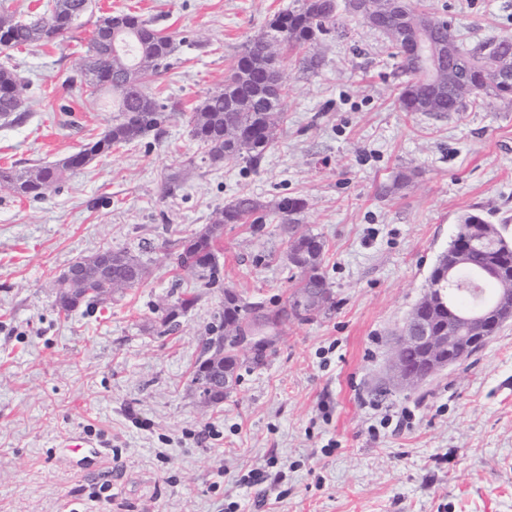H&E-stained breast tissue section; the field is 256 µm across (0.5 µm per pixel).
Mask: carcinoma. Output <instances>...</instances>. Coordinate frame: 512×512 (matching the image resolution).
Here are the masks:
<instances>
[{"label": "carcinoma", "mask_w": 512, "mask_h": 512, "mask_svg": "<svg viewBox=\"0 0 512 512\" xmlns=\"http://www.w3.org/2000/svg\"><path fill=\"white\" fill-rule=\"evenodd\" d=\"M375 14L379 17L374 29L380 32L389 43L392 55L400 59L401 67L409 74L396 96L399 108L404 112L420 111V102L429 100L430 112H462L468 106L488 100L512 101V83L493 81L489 61L496 57L512 56V38L505 37L476 47L463 48L454 34L453 20L439 16L423 6H413L404 15L385 14L386 0H371ZM65 0H52L44 4V13L29 21L16 20L13 15L0 12V30H4V47L14 48L38 43H47L64 37L73 23L63 22ZM338 0H297V5L280 12L268 25V30L247 43L238 54L224 86L209 92L195 108L189 121L190 135L205 150L207 160L223 158L227 163L244 162L251 168L260 166L266 152L275 143L277 122L284 118V104L274 109L268 108L260 95L269 81L268 72L253 67L254 58L265 53L269 58L281 63L286 51L301 54L300 64L315 73L321 60L314 53L323 36L336 29ZM127 27L135 32L155 35V46L145 53L144 62H139L140 47L129 45L125 59L140 63V68L132 71L133 87L124 90L106 87L99 75L117 66L111 53V43L106 31L111 28L112 16H106L95 25L88 43V51L83 68L80 69V82L89 96L104 95L105 103L116 115L112 126L106 129L99 139L85 144L78 152L68 156V164L52 162L39 164L26 170L14 167H0V188L12 193L38 200L69 172H74L91 162L95 157L108 153L114 146H123L164 131L171 113L165 111L155 97L145 89L148 80L159 73V69L170 65V60L178 51L179 42L175 36L155 28L150 21L137 14H121ZM433 22V37L437 41L452 45V53L437 70L428 74L421 71L415 58L410 54L404 31L423 22ZM458 70L463 73L465 84L453 95L448 94V72ZM22 85L13 69L0 67V120L18 122L23 119ZM306 202L298 197L284 196L272 204H264L247 193L239 194L232 202L224 205L216 213L211 223L202 229L168 244V255L181 270L197 276L207 288L221 285L222 265L219 242L226 224H247L255 234L264 231L267 221L284 225L289 234V244H303L306 247L319 244L323 251L324 243L320 236L309 231L299 230L300 216ZM486 220L474 213L464 214L451 243L456 244L461 237L471 233V225L484 224ZM148 273L146 264L140 257L124 250L114 251L111 277L98 287L109 293L141 284ZM292 291L287 299L272 306L274 317L273 331H278L290 319H307L309 315L299 310L296 296L306 288H327L329 283L322 270V258L306 264L302 270L291 272L288 277ZM449 289L453 304L458 310H465L480 301L492 288H511L512 281L502 283L490 279L484 271L481 253L472 251L468 264L458 269L451 282H443ZM56 305L68 314L82 305L96 304V294L83 296L70 295L55 284ZM224 307L213 317L207 327V338L203 339L198 365L211 361L214 354L224 352V369L235 374L249 370L255 364L242 361L232 348V343L223 340L224 328L239 320L249 318L252 303L239 293L229 294L224 289ZM198 296L184 291L177 297L176 308L162 317L166 330L179 326L178 316L192 309Z\"/></svg>", "instance_id": "cac0c4a2"}]
</instances>
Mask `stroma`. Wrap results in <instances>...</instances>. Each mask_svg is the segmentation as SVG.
I'll return each mask as SVG.
<instances>
[{
    "label": "stroma",
    "mask_w": 512,
    "mask_h": 512,
    "mask_svg": "<svg viewBox=\"0 0 512 512\" xmlns=\"http://www.w3.org/2000/svg\"><path fill=\"white\" fill-rule=\"evenodd\" d=\"M292 2L92 0L63 38L0 52L26 80L24 120L0 124V167L23 170L111 125L74 81L99 18L131 12L184 42L147 84L173 109L162 137L113 148L41 200L0 190V512H512V321L416 389L387 381L393 339L461 214L512 236V103L401 111L397 59L344 15L317 72L285 54L286 117L260 167L211 166L189 118ZM428 2L468 45L512 36V0ZM244 192L305 200L333 307L289 322L267 364L205 408L190 378L224 292L176 268L166 244ZM107 247L139 255L147 278L61 313L56 277ZM286 250L279 224L225 225V286L284 301ZM189 289L197 304L164 331ZM76 433L91 447L70 449Z\"/></svg>",
    "instance_id": "35a3bbf8"
}]
</instances>
